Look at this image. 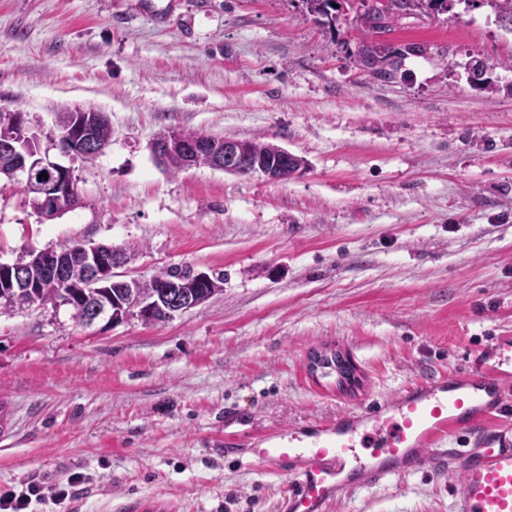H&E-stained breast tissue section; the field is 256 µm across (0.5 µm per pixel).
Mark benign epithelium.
I'll return each mask as SVG.
<instances>
[{
  "instance_id": "1",
  "label": "benign epithelium",
  "mask_w": 512,
  "mask_h": 512,
  "mask_svg": "<svg viewBox=\"0 0 512 512\" xmlns=\"http://www.w3.org/2000/svg\"><path fill=\"white\" fill-rule=\"evenodd\" d=\"M14 124L20 130V137L11 146L9 153L0 159V174L13 181L19 173L27 175L26 194L34 206L46 217L55 214L59 200L66 197L72 206L80 205L78 191L73 189L69 179V169L46 162L42 155L40 139L30 132L23 113L12 114ZM110 125L107 115L93 109L74 107L58 115L57 128L59 137L66 144V150L86 158H93L102 151L99 130ZM152 155L163 164H169L174 157L179 158L184 168L189 169L203 158L208 157L214 169L230 174H259L269 181L284 182L294 176L301 167L302 160L294 154L283 151L282 163L268 164L256 156L248 142L235 138H224V152L215 151L214 136L204 132L186 138L181 131L171 128L157 136L150 144ZM46 176H41V173ZM80 254L81 262L74 267L65 262V257L72 252ZM44 269V277L57 288L79 286L95 288L98 279L104 273L121 265L123 259L105 245L80 244L76 249L57 252L45 250L36 256ZM29 276V265L24 261H15L0 265V299L12 301L16 288H38ZM156 287L163 289V294L170 303L171 311L186 312L199 305V301L179 295L176 285L162 278L156 279ZM157 296L141 298L139 304L129 307L124 318L136 317L142 321L150 316Z\"/></svg>"
}]
</instances>
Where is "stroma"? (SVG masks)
I'll return each instance as SVG.
<instances>
[{
	"label": "stroma",
	"instance_id": "stroma-1",
	"mask_svg": "<svg viewBox=\"0 0 512 512\" xmlns=\"http://www.w3.org/2000/svg\"><path fill=\"white\" fill-rule=\"evenodd\" d=\"M402 21L396 78L303 0H0V108L23 113L82 203L54 218L0 186V262L76 243L141 252L115 270L223 272L154 325L79 324L69 306L0 307V494L79 474L32 512H279L285 475L244 464L255 437L375 407L512 336V21L484 0ZM107 113L85 162L56 147L65 107ZM178 127L261 136L302 157L285 182L172 175L149 144ZM351 359L353 380L312 374ZM238 432L234 444L225 431ZM457 474L418 472L332 512H451Z\"/></svg>",
	"mask_w": 512,
	"mask_h": 512
}]
</instances>
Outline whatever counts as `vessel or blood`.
Here are the masks:
<instances>
[{
	"instance_id": "b4317fda",
	"label": "vessel or blood",
	"mask_w": 512,
	"mask_h": 512,
	"mask_svg": "<svg viewBox=\"0 0 512 512\" xmlns=\"http://www.w3.org/2000/svg\"><path fill=\"white\" fill-rule=\"evenodd\" d=\"M512 336L462 372L409 387L370 410L304 425L250 452L288 473L284 512H330L351 491L423 469L459 477L453 512H512Z\"/></svg>"
}]
</instances>
